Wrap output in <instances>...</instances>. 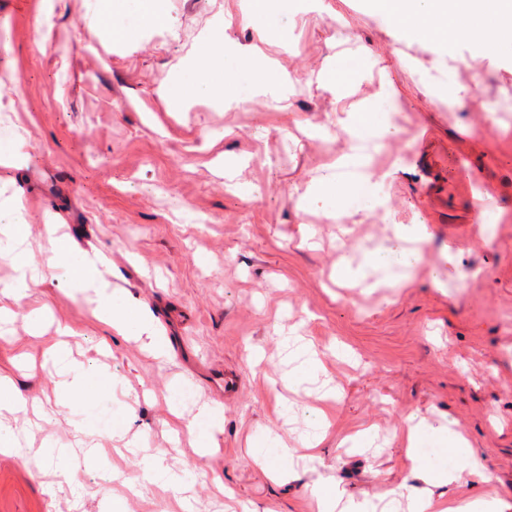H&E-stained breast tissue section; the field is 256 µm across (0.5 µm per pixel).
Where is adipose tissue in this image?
Wrapping results in <instances>:
<instances>
[{"label": "adipose tissue", "instance_id": "obj_1", "mask_svg": "<svg viewBox=\"0 0 512 512\" xmlns=\"http://www.w3.org/2000/svg\"><path fill=\"white\" fill-rule=\"evenodd\" d=\"M87 3L89 24L123 45L138 44L170 24L167 0H87ZM371 6L401 24L415 39L442 45L468 40L484 54L512 56V19L508 22L503 19L504 14L512 16V0H372ZM316 8L315 0H248L244 19L259 34L272 35L279 46L285 47L293 41V18ZM214 19V28L198 42L185 67L168 79L165 86L168 111H182L194 100L224 107L248 103L261 95H285L290 76L281 72L261 50L244 51L225 42L223 12H216ZM392 96L391 86L382 85L370 111L352 114L345 131L357 141L387 136L390 127L385 121V106ZM379 189V184L370 178L345 181L330 172L319 178L316 188L301 194L298 203L303 206L310 199H318L326 218L337 222L348 209H376ZM26 225L21 194H9L0 188V258L10 260L16 271L6 296L23 298L31 283L38 281L41 269L61 271L71 290L94 304L101 322L121 333L147 337L155 357H168V342L158 334L152 314L141 304L110 290L98 270L99 255L72 249L59 236L57 225L50 224L46 227L48 246L44 250V264L36 266L25 237ZM419 260L417 252L409 251L397 262L410 266ZM397 262L387 250L376 248L365 252L360 262L344 259L338 274L364 278L378 272L383 282L395 285L402 280L393 270ZM46 359L62 377L58 406L87 410L102 392L117 385L107 369L75 362L67 344L48 349ZM404 440L413 472L429 474L441 483L452 482L464 473L480 479L486 476L484 464L468 440L450 428L436 427L422 419L407 427ZM408 512H503V507L492 495L463 502L413 496L408 502Z\"/></svg>", "mask_w": 512, "mask_h": 512}]
</instances>
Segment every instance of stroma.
Segmentation results:
<instances>
[{
	"label": "stroma",
	"mask_w": 512,
	"mask_h": 512,
	"mask_svg": "<svg viewBox=\"0 0 512 512\" xmlns=\"http://www.w3.org/2000/svg\"><path fill=\"white\" fill-rule=\"evenodd\" d=\"M366 2L323 0L296 17L287 52L260 43L240 0H224L225 41L261 45L295 88L242 109L170 112L165 81L210 31L211 0H168L174 35L137 46L109 44L88 25L85 0H0V98L13 103L26 138L24 159L0 162V184L22 190L32 248L44 244L53 213L74 248L102 253L105 279L151 311L171 352L157 361L142 341L97 321L64 279L45 276L17 303L0 293L14 313L0 337V378L54 409L58 378L43 353L58 324L69 325L74 357L107 364L123 382L97 399L93 421L126 418V436L142 444L122 458L123 438L99 437L107 461L64 474L0 453V512H181L180 496L194 512H317L311 489L321 481L357 502L408 485L436 499L491 491L512 505V58L468 42H414ZM344 52L364 67L338 93L317 76ZM384 83L396 92L385 142L402 156L350 173L383 176L389 217L352 211L336 223L320 202L299 206L330 156L350 152L343 119L368 111ZM490 98L505 113L481 111ZM230 156L244 160L232 180ZM235 181L255 186L253 200ZM477 198L499 216L492 234L472 222ZM379 245L420 251L423 274L404 288L337 277L343 256ZM35 308L51 316L38 333L27 326ZM290 327L315 344L335 399L318 402L310 380L289 390L280 332ZM176 378L224 409L218 447L206 455L173 426ZM317 406L328 426L315 461L295 460L281 479L254 463L260 433L297 444L314 431ZM413 414L462 432L490 482L411 477L400 435ZM364 425L374 443L345 444ZM14 426L29 449L82 438L62 418L21 414ZM146 457L179 473L182 492L144 481L131 493Z\"/></svg>",
	"instance_id": "35a3bbf8"
}]
</instances>
